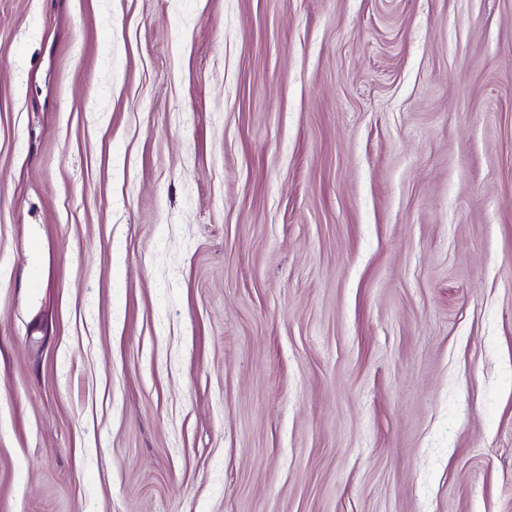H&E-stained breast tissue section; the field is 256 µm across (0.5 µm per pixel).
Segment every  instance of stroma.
<instances>
[{"label":"stroma","instance_id":"1","mask_svg":"<svg viewBox=\"0 0 512 512\" xmlns=\"http://www.w3.org/2000/svg\"><path fill=\"white\" fill-rule=\"evenodd\" d=\"M0 512H512V0H0Z\"/></svg>","mask_w":512,"mask_h":512}]
</instances>
